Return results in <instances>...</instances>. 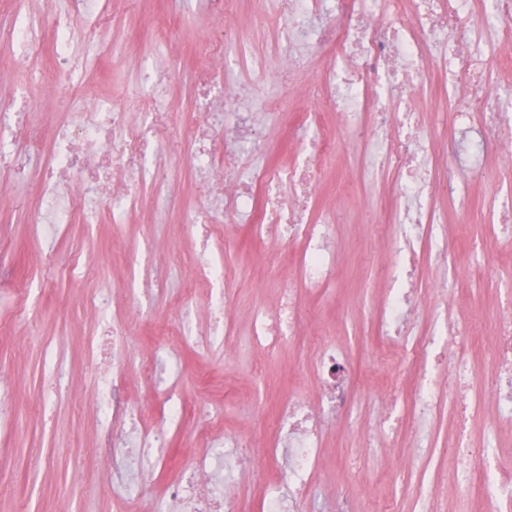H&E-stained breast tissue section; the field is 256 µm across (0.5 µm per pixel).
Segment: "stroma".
Wrapping results in <instances>:
<instances>
[{
  "label": "stroma",
  "mask_w": 512,
  "mask_h": 512,
  "mask_svg": "<svg viewBox=\"0 0 512 512\" xmlns=\"http://www.w3.org/2000/svg\"><path fill=\"white\" fill-rule=\"evenodd\" d=\"M231 8L247 51L273 54V36L253 24L258 0H233ZM110 10L122 23H101V41L108 53L86 70L79 89L64 85L56 96L46 98L29 83L31 72L51 71V53L46 50L0 70V98L27 93L34 121L63 118L75 106L89 107L105 97L125 107L138 93L142 55L149 47L169 75L173 111L185 109L203 60L200 35L223 28V11L210 0H111ZM168 12L179 19L173 37L152 45L147 24ZM325 65V59H315L291 84L271 86L264 106L283 113L286 121L267 130L260 160L276 164L302 151V144L289 135L287 121L296 113L312 111L308 85ZM169 176L174 196L170 208H161L146 190L140 209L127 223L89 228L75 224L65 236L44 245L33 237L29 224L34 184L0 172V281L7 284L0 291V398L14 405L10 415L0 417V512H139L142 508V501L115 499L102 483L112 468V451L102 445L89 397L93 372L86 346L100 319L89 310L86 296L91 290L108 288L120 303H127L131 300L128 266L135 260L158 273L165 295L142 294L134 299L141 310L140 322L125 340L129 370L137 372V358L154 350L158 325L179 319L171 298L185 286L189 268L200 254L197 237L181 226L184 210L206 207L212 200L209 186L193 176L189 159L177 162ZM488 182L512 188V155L492 158L486 172L472 178L465 201L437 199V206L447 214L448 236H455L459 222H468V243L449 255L447 265L427 266L432 292L419 313L420 320L428 322L450 302L462 311L481 308L485 319L479 331L485 336L494 327L500 300L499 282L489 277L485 266L494 264L503 277L512 278V238L492 236L488 229L490 212L484 200ZM388 192L387 184L374 182L358 185L354 196L342 198L333 169L323 172L316 186V210L329 212L338 227L336 283L326 291L304 288L303 306L313 329L333 333L359 355L371 385L349 419L323 432L325 472L311 512H334L332 485L345 478L341 469L345 443L379 431L382 391L400 387L414 373L397 363L377 365L373 344L357 342L369 335L370 320L388 288L380 256L391 253L393 243L379 232L380 224L387 221L382 200ZM228 231L235 245L226 252L224 264L234 275L238 292L226 308L236 317L237 344L227 350L213 343L188 348L173 342L166 361L173 391L187 407H195L201 398L200 377H208L215 387L236 389V396L213 401L216 429L231 434L256 427L288 389L302 388L316 395L317 380L315 352L307 344L277 351L248 344L249 307H274L283 281L297 277L288 260V245L274 241L260 250L245 225L230 224ZM78 249L88 257L89 273L60 276L71 252ZM49 347L57 357L54 373L45 362ZM365 456L371 464L367 481L373 493L355 500V512H377L387 500L397 501L398 512H409L411 492L392 478L401 465L399 449L373 447L366 449Z\"/></svg>",
  "instance_id": "35a3bbf8"
}]
</instances>
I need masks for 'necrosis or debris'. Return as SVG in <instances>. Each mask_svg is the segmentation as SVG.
Returning <instances> with one entry per match:
<instances>
[{
  "label": "necrosis or debris",
  "mask_w": 512,
  "mask_h": 512,
  "mask_svg": "<svg viewBox=\"0 0 512 512\" xmlns=\"http://www.w3.org/2000/svg\"><path fill=\"white\" fill-rule=\"evenodd\" d=\"M109 15V0H42L41 10L15 13L0 24V57L19 60L51 46L55 77L38 72L35 82L52 93L60 81L77 84V64L101 53L96 30ZM255 26L271 31L284 59L285 76L301 73L310 57L327 64L315 96L335 101V110L305 113L291 123L293 135L308 144L296 158L276 165L255 161L263 140L261 124L250 113L225 120L214 109L233 69L247 83L236 96L261 97L269 88L268 58L231 56L229 35L206 36V55L223 60V68L202 67L193 88V105L173 112L165 72L147 64L140 73L138 107L123 111L101 100L80 107L62 122L38 125L23 103L0 101V164L15 178L37 183L34 223L54 236L72 224L122 223L141 204L139 187L157 196L167 194L165 176L174 149L155 142L162 133L192 131L188 152L194 174L224 177V192L208 210H187L184 222L204 248L221 243L232 247L223 232L230 215L248 224L257 245L276 239L295 247V263L307 286L330 284L336 266L333 249L337 230L330 218L311 216L318 175L336 158V142L325 133L334 128L359 134L374 130V142H361L352 157L353 173L341 178L347 191L355 184L384 181L392 187L385 204L394 230L397 272L376 319L384 358L424 369L425 374L388 393L385 422L397 446L424 457L429 477L416 481L413 471L401 472L402 483H417L411 512H437L440 495L458 500L461 512H473L477 501L512 512V483L495 478L488 444L501 425H512V313L498 318L495 336L485 355L498 367L489 386L500 407L482 438L466 431L476 403L470 355L474 322L459 311L445 312V328L419 326L423 303V267L430 260L447 262L457 248L446 240L441 214L427 199L443 188L449 198L466 192L462 173L479 174L490 156L512 151V0H264ZM445 74L448 93L458 99L448 130V165L435 159V143L422 113L410 105L406 88L434 86ZM506 105L489 106V98ZM140 312L126 306L118 323L104 324L88 340V356L99 375L92 393L96 418L112 449L113 486L124 487L133 475L137 488L151 484L164 465L161 438L172 427L192 423L194 444L175 480L164 492L165 512H305L320 474L321 425L353 412L362 371L353 354L329 336L317 337L314 369L321 384L319 403L300 391H289L266 418L274 434L262 450L263 466L275 473L260 501L242 494L238 476L255 470L252 437L240 433L218 439L212 427L210 402L187 413L183 403L166 395L142 405L126 399L127 361L121 344L134 329ZM256 341L279 348L303 338L309 326L296 289L283 291L274 310L250 311ZM177 342L201 345L204 338L234 341L235 330L216 306L206 334L188 320L172 330ZM431 368L448 374L447 385L434 382Z\"/></svg>",
  "instance_id": "obj_1"
}]
</instances>
